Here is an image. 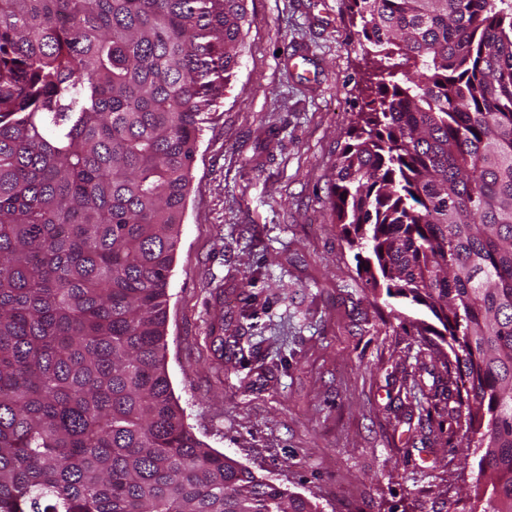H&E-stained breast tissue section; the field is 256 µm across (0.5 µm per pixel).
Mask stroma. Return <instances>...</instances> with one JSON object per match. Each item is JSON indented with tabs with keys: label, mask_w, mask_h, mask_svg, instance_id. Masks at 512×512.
Here are the masks:
<instances>
[{
	"label": "stroma",
	"mask_w": 512,
	"mask_h": 512,
	"mask_svg": "<svg viewBox=\"0 0 512 512\" xmlns=\"http://www.w3.org/2000/svg\"><path fill=\"white\" fill-rule=\"evenodd\" d=\"M168 280L166 370L196 437L320 512H482L478 453L428 414L448 346L372 289L329 203L374 57L348 0H246ZM238 344L217 346V335Z\"/></svg>",
	"instance_id": "35a3bbf8"
}]
</instances>
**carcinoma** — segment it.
Instances as JSON below:
<instances>
[{
    "label": "carcinoma",
    "mask_w": 512,
    "mask_h": 512,
    "mask_svg": "<svg viewBox=\"0 0 512 512\" xmlns=\"http://www.w3.org/2000/svg\"><path fill=\"white\" fill-rule=\"evenodd\" d=\"M245 0H0V512H318L199 440L165 369L206 105ZM376 55L333 210L427 309L448 419L512 512V0H349Z\"/></svg>",
    "instance_id": "cac0c4a2"
}]
</instances>
